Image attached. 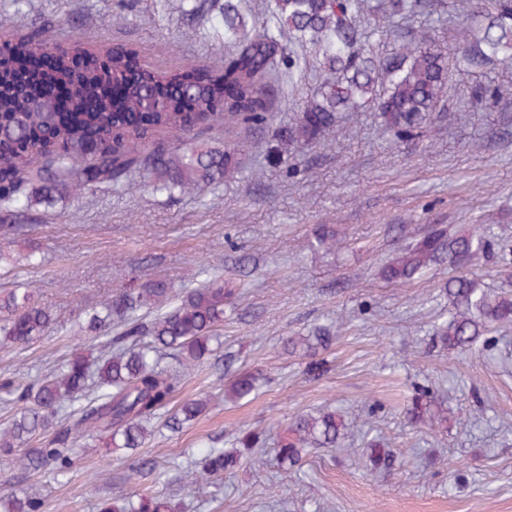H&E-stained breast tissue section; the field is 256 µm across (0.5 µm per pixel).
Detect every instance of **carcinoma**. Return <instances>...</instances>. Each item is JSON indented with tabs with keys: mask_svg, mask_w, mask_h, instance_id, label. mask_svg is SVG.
I'll list each match as a JSON object with an SVG mask.
<instances>
[{
	"mask_svg": "<svg viewBox=\"0 0 512 512\" xmlns=\"http://www.w3.org/2000/svg\"><path fill=\"white\" fill-rule=\"evenodd\" d=\"M443 0H269L259 20L242 0H224L220 13L224 43L230 48L224 69L201 62L158 71L143 63L125 44L104 52L76 44L65 50L33 36L11 44L9 65L0 71V230L14 227L25 209L51 205L106 187L120 188L138 170L155 191L182 194L209 186L238 170L239 146L210 145L204 134L214 125L259 130L274 120L275 102L294 105V122L280 131L283 161L288 152L334 131L351 112L371 104L383 133L408 138L444 108L443 98L454 75L448 52L426 34H412L398 49L384 53L373 46L363 22L433 14ZM468 65L484 69L512 65V0H491L480 35L459 29ZM45 51L57 52L54 66L36 64ZM322 76L314 95L295 99L298 83L309 69ZM63 94L67 111L32 110L34 99ZM495 257L512 268V249L499 242L486 224L457 229L431 225L415 241L382 266L392 283L407 284L425 272L448 265L453 274L440 294L448 301V317L433 330L429 345L444 350L471 349L494 327L512 325V294L491 293L470 267L478 256ZM241 283L214 279L182 297L173 310L143 323L142 308L161 309L172 289L163 279L123 288L105 303L106 323L124 322L111 338V349L97 357L74 354L60 367L32 383L11 378L0 390L15 395L19 416L0 430V459L22 470L52 467L67 473L77 457V437L69 430L50 432L59 411L73 407L77 433L108 437L112 447L136 450L151 435V422L175 399L181 375L162 364V351L180 354L189 371L205 355L208 342L224 324L226 311L240 294ZM0 343L28 345L42 337L53 321L51 311L30 292H12L0 301ZM152 341L142 345L140 339ZM335 340L326 327L312 337H291L290 353L314 358ZM251 373L235 376L228 398L240 401L255 390ZM206 401L183 402L165 427L177 431L195 419ZM410 420L435 429L448 420L435 407L431 389L415 391ZM348 430L345 418L320 408L295 416L281 438L283 469L297 466L314 448H341ZM40 446L18 455L16 449L47 433ZM265 434L248 431L236 438L247 450L246 463L263 466L255 451ZM355 463L372 470L392 463L388 444L369 440L347 449ZM241 452L207 448L198 460L178 464L190 482L220 480L240 463ZM42 498L26 490L0 495V512H40ZM99 512H176L149 498L135 503L101 504Z\"/></svg>",
	"mask_w": 512,
	"mask_h": 512,
	"instance_id": "obj_1",
	"label": "carcinoma"
}]
</instances>
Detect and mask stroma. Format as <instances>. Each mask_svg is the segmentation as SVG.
Segmentation results:
<instances>
[{
	"instance_id": "35a3bbf8",
	"label": "stroma",
	"mask_w": 512,
	"mask_h": 512,
	"mask_svg": "<svg viewBox=\"0 0 512 512\" xmlns=\"http://www.w3.org/2000/svg\"><path fill=\"white\" fill-rule=\"evenodd\" d=\"M195 0H0V41L39 31L50 43L103 50L131 46L157 70L195 59L224 65V23L200 18L185 40L182 10ZM424 20L437 43L453 48L461 16L479 21L489 0H458ZM512 87V67L482 72L463 64L445 111L414 137L383 135L372 108L335 136L275 165L274 131L244 137L241 169L192 195L141 187L100 188L77 199L36 205L10 237H0V298L30 288L56 321L31 345L0 346V378L31 381L72 354L104 352L113 326L96 334L86 320L108 294L131 283L166 280L174 295L211 279H240L245 293L216 330L220 348L185 378L183 399L208 397L206 410L177 432L157 429L133 455L92 436L64 476L21 473L0 462V490H38L41 512H97L100 499L149 494L179 498L168 481L131 479L140 461L172 470L188 452L232 450L243 430L265 432L262 474L237 468L187 499L186 512H512V328L488 334L476 350L431 349L445 312L441 267L398 286L379 270L413 232L430 224H489L512 244V95L473 105L485 83ZM327 224L342 245L318 247ZM408 226L397 235L395 225ZM249 257L240 270L239 257ZM338 323L319 369L284 349L288 337ZM262 375L255 398L235 402L224 388L237 373ZM430 387L450 414L437 431L411 423L414 386ZM331 407L371 413V436L388 439L392 468L374 473L341 449L318 448L299 471L281 473L276 442L290 418Z\"/></svg>"
}]
</instances>
